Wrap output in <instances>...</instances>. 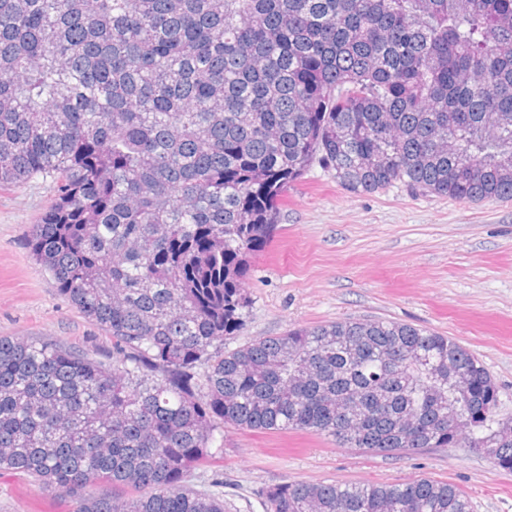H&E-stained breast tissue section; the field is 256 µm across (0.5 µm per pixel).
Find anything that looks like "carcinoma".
I'll return each instance as SVG.
<instances>
[{"mask_svg": "<svg viewBox=\"0 0 512 512\" xmlns=\"http://www.w3.org/2000/svg\"><path fill=\"white\" fill-rule=\"evenodd\" d=\"M315 163L353 193L512 200V0H0V189L52 178L31 255L112 341L0 336V470L71 512H224L187 482L231 426L512 471V417L452 337L343 319L224 349ZM265 512L471 506L421 478L285 482Z\"/></svg>", "mask_w": 512, "mask_h": 512, "instance_id": "obj_1", "label": "carcinoma"}]
</instances>
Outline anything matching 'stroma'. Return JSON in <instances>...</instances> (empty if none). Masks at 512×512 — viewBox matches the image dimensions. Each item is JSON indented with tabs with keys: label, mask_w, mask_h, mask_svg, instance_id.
<instances>
[{
	"label": "stroma",
	"mask_w": 512,
	"mask_h": 512,
	"mask_svg": "<svg viewBox=\"0 0 512 512\" xmlns=\"http://www.w3.org/2000/svg\"><path fill=\"white\" fill-rule=\"evenodd\" d=\"M55 195L35 178L0 189V336L51 339L97 356L110 342L33 260L28 239ZM273 240L252 252L242 286L246 324L228 348L293 327L381 318L458 340L498 387L512 416V201L458 202L395 185L353 194L313 165L279 200ZM454 485L472 512H512V472L467 448L385 455L304 431L226 428L223 450L194 488L224 496L225 512H265L287 481ZM0 512H70L68 496L0 470Z\"/></svg>",
	"instance_id": "1"
}]
</instances>
